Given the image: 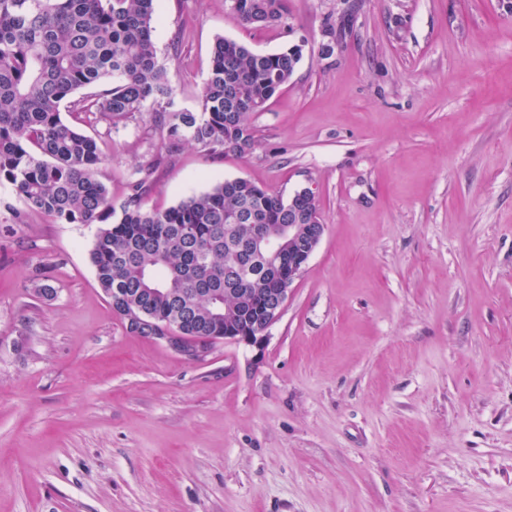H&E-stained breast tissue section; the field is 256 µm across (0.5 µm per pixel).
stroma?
Returning <instances> with one entry per match:
<instances>
[{"mask_svg": "<svg viewBox=\"0 0 512 512\" xmlns=\"http://www.w3.org/2000/svg\"><path fill=\"white\" fill-rule=\"evenodd\" d=\"M159 0L174 107L213 46H302L245 156L167 152L154 106L77 126L121 204L243 178L312 189L325 234L258 345L127 331L93 224L0 185V512H512V0ZM23 209V223L13 212ZM243 25H281L288 20V0H229Z\"/></svg>", "mask_w": 512, "mask_h": 512, "instance_id": "1", "label": "stroma"}]
</instances>
